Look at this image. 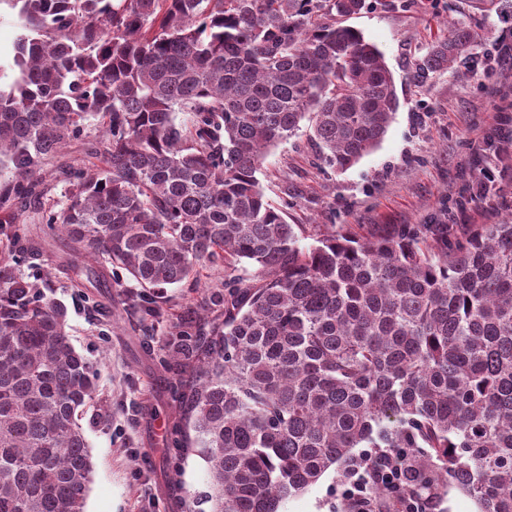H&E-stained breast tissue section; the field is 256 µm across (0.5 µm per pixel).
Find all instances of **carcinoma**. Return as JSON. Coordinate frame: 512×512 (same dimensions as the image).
<instances>
[{
    "label": "carcinoma",
    "instance_id": "carcinoma-1",
    "mask_svg": "<svg viewBox=\"0 0 512 512\" xmlns=\"http://www.w3.org/2000/svg\"><path fill=\"white\" fill-rule=\"evenodd\" d=\"M0 1L23 20L18 75L0 83V208L37 209L99 264L59 262L71 287L119 268L155 318L162 289L210 265L257 267L170 333L160 360L175 375V457L207 464L186 512H279L356 448L404 458L406 495L451 483L478 512H512V207L451 247L445 223L302 247L258 178L305 121L325 169L383 140L400 101L347 24L365 0ZM461 5L512 14V0ZM478 37L448 24L416 71L459 66ZM81 137L98 165L60 167L64 193L45 200L36 173ZM38 255L0 221V512H85L80 417L96 377L44 293L51 273L20 269Z\"/></svg>",
    "mask_w": 512,
    "mask_h": 512
}]
</instances>
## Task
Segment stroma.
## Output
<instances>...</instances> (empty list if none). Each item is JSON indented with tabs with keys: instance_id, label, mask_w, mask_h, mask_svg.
I'll return each mask as SVG.
<instances>
[{
	"instance_id": "1",
	"label": "stroma",
	"mask_w": 512,
	"mask_h": 512,
	"mask_svg": "<svg viewBox=\"0 0 512 512\" xmlns=\"http://www.w3.org/2000/svg\"><path fill=\"white\" fill-rule=\"evenodd\" d=\"M384 2L365 0L351 20L382 53L400 100L378 148L337 173L313 165L306 137L299 134L271 148L264 161V193L273 204L288 203L289 223L301 227L300 246L331 231L367 235L431 224L447 210L456 213L449 238L464 237L472 225L496 220L489 200L476 194L489 170L495 175L492 194L512 202V159L495 152L496 133L512 132V110L501 109L503 96L512 97V63L497 60L499 39L512 33V18L473 19L485 33L470 50L481 68L477 77L460 68L422 78L415 61L450 16L449 0H396L393 8ZM18 222L41 249L39 259L24 265L25 273L39 274L70 253L68 238L32 213ZM255 271L249 264L213 266L203 270L199 289H165L148 331L133 312L136 284L122 272L106 278L102 294L109 304L102 313L91 310L64 277L56 278L49 295L66 307L72 343L97 370V410L82 419L93 463L85 512H182L170 494L171 481H181L187 497L204 489L206 464L197 454L179 468L167 465L179 410L169 391L173 375L159 360L175 323L190 320L225 280H249ZM344 480L343 471H328L284 501L281 512H347Z\"/></svg>"
}]
</instances>
